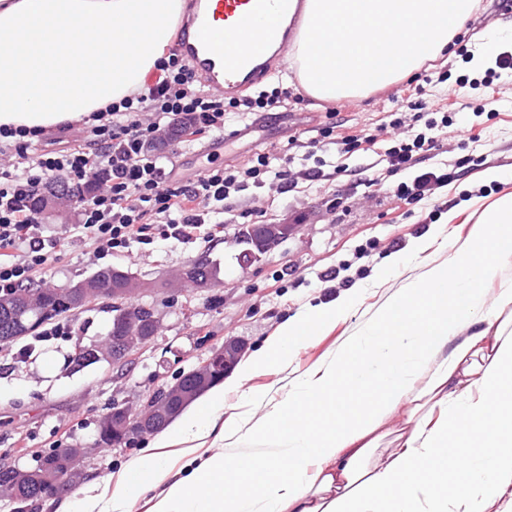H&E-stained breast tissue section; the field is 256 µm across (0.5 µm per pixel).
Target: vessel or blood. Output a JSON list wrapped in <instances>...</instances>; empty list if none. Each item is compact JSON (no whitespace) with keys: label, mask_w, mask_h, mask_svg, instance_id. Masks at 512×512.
<instances>
[{"label":"vessel or blood","mask_w":512,"mask_h":512,"mask_svg":"<svg viewBox=\"0 0 512 512\" xmlns=\"http://www.w3.org/2000/svg\"><path fill=\"white\" fill-rule=\"evenodd\" d=\"M293 0H196L202 27L223 30L220 45L183 39L178 51L202 80L227 97L262 80L271 51H288V12Z\"/></svg>","instance_id":"vessel-or-blood-1"}]
</instances>
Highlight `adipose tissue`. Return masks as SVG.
I'll use <instances>...</instances> for the list:
<instances>
[{"mask_svg": "<svg viewBox=\"0 0 512 512\" xmlns=\"http://www.w3.org/2000/svg\"><path fill=\"white\" fill-rule=\"evenodd\" d=\"M475 0H306L287 66L321 101L364 95L439 54ZM185 0H0V126L49 130L128 97L157 68ZM330 358L280 398L247 388L290 360L298 329L316 332L351 296L285 322L235 376L262 408L250 437L267 453L197 455L166 481L161 448L206 438L224 415L216 385L185 409L136 466L166 481L152 512H485L512 491V194L447 246ZM407 413L399 448L377 449Z\"/></svg>", "mask_w": 512, "mask_h": 512, "instance_id": "obj_1", "label": "adipose tissue"}]
</instances>
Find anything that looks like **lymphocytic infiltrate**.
Instances as JSON below:
<instances>
[{
    "mask_svg": "<svg viewBox=\"0 0 512 512\" xmlns=\"http://www.w3.org/2000/svg\"><path fill=\"white\" fill-rule=\"evenodd\" d=\"M159 74L146 91L108 106L97 123L81 127L82 136L66 149L28 151L34 131L0 127V293L22 288L48 272L56 241L40 217L39 196L59 178L86 186L79 200L76 239L91 243L97 258L155 239L192 240L202 234L200 211L254 186H288L290 155L257 154L244 167L204 166L196 182L183 184L161 166L150 147L165 127L178 129L180 143L223 133L230 112H265L278 107L286 92H259L224 100L201 90L193 70L178 53L160 60ZM428 119L424 133L385 152L388 170L410 169L419 152L431 150Z\"/></svg>",
    "mask_w": 512,
    "mask_h": 512,
    "instance_id": "obj_1",
    "label": "lymphocytic infiltrate"
}]
</instances>
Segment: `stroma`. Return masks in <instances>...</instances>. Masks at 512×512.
Here are the masks:
<instances>
[{
	"label": "stroma",
	"instance_id": "stroma-1",
	"mask_svg": "<svg viewBox=\"0 0 512 512\" xmlns=\"http://www.w3.org/2000/svg\"><path fill=\"white\" fill-rule=\"evenodd\" d=\"M512 29V0H478L458 34L467 49H477L485 34ZM429 72L445 73L444 82L425 85L426 105H453L461 121L435 130L431 150L420 153L417 169L387 171L384 153L394 137L390 126L397 106L393 95L404 81L375 89L363 97L326 103L288 81V71L265 81V90L289 94L283 107L253 124L230 115V147L204 155L198 145H161L165 167H176L180 179H195L200 167L214 162L239 167L258 153L289 151L293 191L250 188L226 200L223 207L202 214L206 235L192 242L157 240L133 245L99 260L72 237L77 208L63 216L44 215L58 242L56 260L45 283L63 286L91 276L104 266L137 272L149 285L137 303L151 307L159 320L153 342L130 353L125 366L101 360L77 368L70 359L76 347H101L112 323L110 302L97 300L68 313L71 333L27 336L0 345V465L31 468L42 451L68 443L89 445L84 480L60 497L46 501L39 512H76L85 494L112 489L153 438L133 446L98 448L94 441L100 417L119 401L139 410L159 387L174 384L224 341L246 340L256 351L276 336L290 318L350 294L351 312L322 335L297 346L289 363L254 372L248 384L272 396L285 392L298 375L336 352L362 326L370 313L418 277L424 264L442 261L437 230L466 238L482 213L498 197L512 193V72L502 71L490 87L481 84L484 71L447 51L432 59ZM346 134H369V153L339 152L336 145L316 143L317 129L327 111ZM296 147H289V140ZM319 168L321 177L305 180L303 170ZM448 169L453 179L435 187L420 202L400 201L395 186L412 180L416 170ZM497 181L486 182L487 171ZM382 175L372 183V175ZM298 224L262 262L240 266L235 237L241 225ZM206 260L217 268L206 288L188 287L170 296L165 283L172 272ZM390 275L376 282L379 267Z\"/></svg>",
	"mask_w": 512,
	"mask_h": 512
}]
</instances>
